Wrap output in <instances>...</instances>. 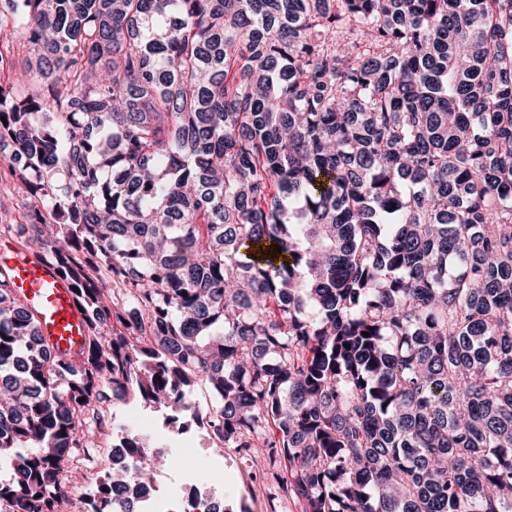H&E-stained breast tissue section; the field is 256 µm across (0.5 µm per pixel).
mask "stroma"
Returning a JSON list of instances; mask_svg holds the SVG:
<instances>
[{"label":"stroma","mask_w":512,"mask_h":512,"mask_svg":"<svg viewBox=\"0 0 512 512\" xmlns=\"http://www.w3.org/2000/svg\"><path fill=\"white\" fill-rule=\"evenodd\" d=\"M112 413L116 423L166 446L178 457L179 468L164 471L165 483L172 491H180L189 480L209 478L216 498L233 512L242 506L248 512H300L299 505L284 497L278 483L285 471L283 460L220 447L199 432L188 440L170 435L160 414L136 401L114 405Z\"/></svg>","instance_id":"35a3bbf8"}]
</instances>
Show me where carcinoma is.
Listing matches in <instances>:
<instances>
[{
  "instance_id": "obj_1",
  "label": "carcinoma",
  "mask_w": 512,
  "mask_h": 512,
  "mask_svg": "<svg viewBox=\"0 0 512 512\" xmlns=\"http://www.w3.org/2000/svg\"><path fill=\"white\" fill-rule=\"evenodd\" d=\"M19 2L0 236L87 334L53 353L0 272V512H63L132 397L281 455L302 512H512V0Z\"/></svg>"
}]
</instances>
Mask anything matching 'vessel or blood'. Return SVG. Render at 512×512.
I'll list each match as a JSON object with an SVG mask.
<instances>
[{"mask_svg":"<svg viewBox=\"0 0 512 512\" xmlns=\"http://www.w3.org/2000/svg\"><path fill=\"white\" fill-rule=\"evenodd\" d=\"M9 284L35 315L49 347L58 353L78 356L85 336V318L68 280L56 267L34 256L14 250L0 239V267Z\"/></svg>","mask_w":512,"mask_h":512,"instance_id":"b4317fda","label":"vessel or blood"}]
</instances>
